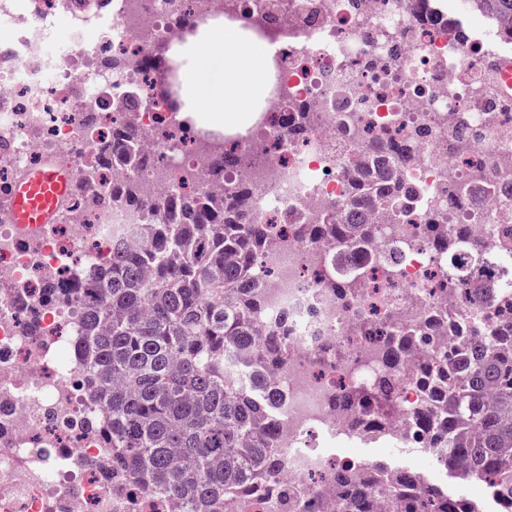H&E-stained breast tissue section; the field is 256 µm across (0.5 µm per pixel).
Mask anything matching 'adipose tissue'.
Wrapping results in <instances>:
<instances>
[{
    "label": "adipose tissue",
    "instance_id": "obj_1",
    "mask_svg": "<svg viewBox=\"0 0 512 512\" xmlns=\"http://www.w3.org/2000/svg\"><path fill=\"white\" fill-rule=\"evenodd\" d=\"M183 52L193 59L182 72L183 111L214 113L228 134L249 128L272 82L266 42L223 23L202 32ZM217 63L223 68V77L214 81L209 73Z\"/></svg>",
    "mask_w": 512,
    "mask_h": 512
}]
</instances>
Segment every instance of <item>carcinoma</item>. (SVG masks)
I'll list each match as a JSON object with an SVG mask.
<instances>
[{
  "label": "carcinoma",
  "mask_w": 512,
  "mask_h": 512,
  "mask_svg": "<svg viewBox=\"0 0 512 512\" xmlns=\"http://www.w3.org/2000/svg\"><path fill=\"white\" fill-rule=\"evenodd\" d=\"M478 3L486 17L512 21V0ZM402 160L399 150L372 154L367 166L379 181L351 202L350 215L339 221L329 212L304 227L310 237L336 241L325 268L350 296L360 292L373 257L369 210L387 207L402 217L412 208L394 174ZM98 162L140 170L152 160L126 126ZM242 163L215 149V170ZM112 202L144 205L132 180ZM154 209L162 223L141 225L139 246L117 240L103 278L47 288L52 298L68 293L82 303L89 336L83 356L105 411L99 430L108 451L100 469L115 494L152 491L182 501L185 512H247L252 484L284 469L274 448L281 394L269 372L288 367V346L270 332L258 341L254 319L262 304L255 264L277 242L265 225L250 223L236 194L219 201L168 197ZM467 236L459 228L443 241V278L461 287L494 257L484 244L467 245ZM473 297L495 308L500 321L488 323L457 355L449 356L430 332L402 329L382 337L385 371L372 394L339 388L331 404L348 411L371 399L393 403L415 374L408 352L427 351L422 372L434 389L424 434L437 441L435 464L489 486L506 508L512 505V287L475 288ZM380 492L393 495V512H483L419 471L373 465L336 473V494L348 512H375Z\"/></svg>",
  "instance_id": "cac0c4a2"
}]
</instances>
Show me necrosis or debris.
Instances as JSON below:
<instances>
[{"mask_svg": "<svg viewBox=\"0 0 512 512\" xmlns=\"http://www.w3.org/2000/svg\"><path fill=\"white\" fill-rule=\"evenodd\" d=\"M217 18L271 44L273 75L254 125L224 138L225 151L248 165L221 175L210 166L213 131L175 110L171 53ZM0 29L10 33L0 42V192L48 156L70 166L74 183L55 223L27 230L0 211V512H178L154 494L106 489L81 308L71 295H46L48 285L100 275L113 231L154 223L149 209L112 202L132 176L147 200L246 187L249 216L277 227L279 247L259 258L272 275L258 319L288 317L276 446L287 461L283 478L309 485L296 512H338L329 478L359 460L337 459L336 440L362 441L385 423L394 447L431 464L419 379L385 419L370 406L332 411L329 397L374 384L384 370L376 339L394 319L458 346L474 336V319L494 313L439 278L448 253L429 226L452 215L488 243L512 225V26L473 31L467 0H0ZM297 106L315 116L299 134ZM129 124L152 165L134 175L93 165L99 143ZM390 144L405 147L399 175L419 200L404 223L373 213L370 231L385 253L400 255L402 274L389 281L375 262L347 300L321 274L320 240L286 216L314 224L349 205L353 172ZM90 173L92 192L84 188ZM463 178L497 180L501 190L475 193L461 209L455 185Z\"/></svg>", "mask_w": 512, "mask_h": 512, "instance_id": "4bbe7bcc", "label": "necrosis or debris"}]
</instances>
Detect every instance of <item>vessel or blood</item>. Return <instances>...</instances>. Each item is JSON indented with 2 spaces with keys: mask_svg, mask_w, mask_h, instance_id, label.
Returning <instances> with one entry per match:
<instances>
[{
  "mask_svg": "<svg viewBox=\"0 0 512 512\" xmlns=\"http://www.w3.org/2000/svg\"><path fill=\"white\" fill-rule=\"evenodd\" d=\"M71 192L72 179L67 165L45 159L26 168L14 180L8 194L12 223H54Z\"/></svg>",
  "mask_w": 512,
  "mask_h": 512,
  "instance_id": "1",
  "label": "vessel or blood"
}]
</instances>
